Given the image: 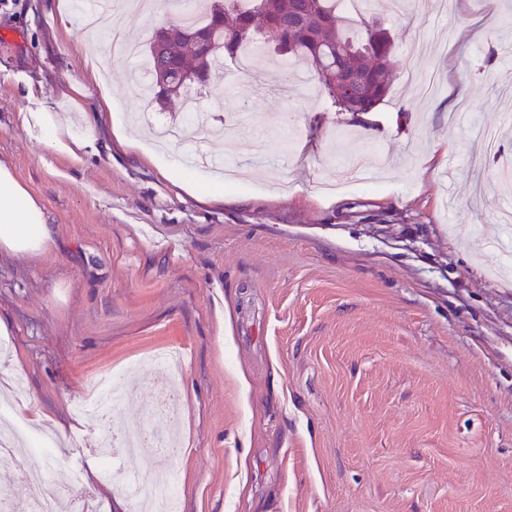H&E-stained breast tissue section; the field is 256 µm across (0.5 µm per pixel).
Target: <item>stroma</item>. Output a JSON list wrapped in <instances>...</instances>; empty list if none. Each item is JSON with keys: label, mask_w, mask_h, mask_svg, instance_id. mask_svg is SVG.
Listing matches in <instances>:
<instances>
[{"label": "stroma", "mask_w": 512, "mask_h": 512, "mask_svg": "<svg viewBox=\"0 0 512 512\" xmlns=\"http://www.w3.org/2000/svg\"><path fill=\"white\" fill-rule=\"evenodd\" d=\"M90 2L0 0V160L57 242L0 257V341L26 387L11 408L58 439L49 489L77 471L95 512H133L100 473L136 461L99 449L163 398L147 358L173 351L181 512H512V0H374L397 66L362 117L316 89L280 100L313 72L260 37L250 72L191 87L230 117L218 136L140 98L133 59L91 72ZM36 101L92 137L81 160L28 136ZM191 151L230 168L223 197L209 167L194 193L163 176ZM120 374L106 427L75 413Z\"/></svg>", "instance_id": "obj_1"}]
</instances>
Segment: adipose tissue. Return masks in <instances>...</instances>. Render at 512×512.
Returning <instances> with one entry per match:
<instances>
[{
  "label": "adipose tissue",
  "instance_id": "obj_1",
  "mask_svg": "<svg viewBox=\"0 0 512 512\" xmlns=\"http://www.w3.org/2000/svg\"><path fill=\"white\" fill-rule=\"evenodd\" d=\"M21 123L38 142L76 160L89 145L87 139L70 133L56 112L45 107L22 113ZM54 246V229L43 207L12 168L0 161V253L39 258L50 255Z\"/></svg>",
  "mask_w": 512,
  "mask_h": 512
}]
</instances>
